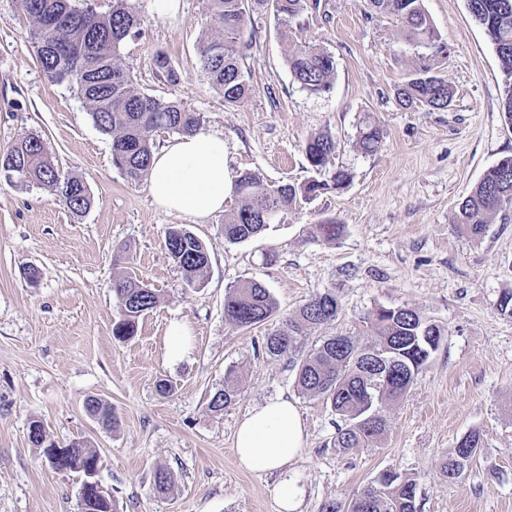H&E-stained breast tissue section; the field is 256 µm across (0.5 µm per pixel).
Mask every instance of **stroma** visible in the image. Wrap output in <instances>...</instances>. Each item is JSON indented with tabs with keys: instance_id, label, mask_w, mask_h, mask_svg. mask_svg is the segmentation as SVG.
<instances>
[{
	"instance_id": "stroma-1",
	"label": "stroma",
	"mask_w": 512,
	"mask_h": 512,
	"mask_svg": "<svg viewBox=\"0 0 512 512\" xmlns=\"http://www.w3.org/2000/svg\"><path fill=\"white\" fill-rule=\"evenodd\" d=\"M135 4L141 22L121 46L122 67L140 92L183 102L200 114L202 133L223 135L228 179L249 171L271 185L302 184L313 176L306 141L326 133L336 142L329 170L350 180L298 200L241 243L224 239L236 194L201 221L160 211L147 181L128 182L113 166L112 138L76 89L40 69L17 0H0V150L40 136L60 172L83 179L92 197L75 214L48 188L0 178V512H78L84 476L49 466L28 439L34 418L59 444L82 437L95 446L114 512H280L278 475L241 469L233 450L238 420L277 398L297 405L308 432L304 455L288 467L300 512L350 501L385 470L416 480L418 512H512V318L497 312L512 288V208L478 239L454 222L464 197L512 155V125L498 57L466 0H423L448 47L441 70L453 98L444 110L398 104L414 50L397 20L366 0H303L285 32L270 9L255 8L240 45L253 92L238 106L225 105L199 63L197 43L215 31L205 0H178L168 16L155 0ZM305 44L333 54L330 93L293 81L288 50ZM161 56L174 78L158 68ZM368 115L382 130L371 153L356 146ZM329 220L344 226L333 240L316 231ZM171 226L208 248L196 284L164 247ZM129 273L160 302L133 339L118 341L112 283ZM249 278L265 283L278 311L243 330L225 320L224 297ZM327 289L342 311L301 338L298 356L337 333L367 342L362 320L382 305L412 307L444 330L408 393L380 407L390 429L370 448L334 447L339 416L298 392L288 359L262 349L267 332ZM173 321L192 338L177 363L166 355ZM230 368L243 381L217 414L209 399ZM162 381L169 394L158 392ZM92 397L114 408L112 428L86 411ZM472 431L481 447L448 479L446 458ZM161 468L171 475L163 494L154 490Z\"/></svg>"
}]
</instances>
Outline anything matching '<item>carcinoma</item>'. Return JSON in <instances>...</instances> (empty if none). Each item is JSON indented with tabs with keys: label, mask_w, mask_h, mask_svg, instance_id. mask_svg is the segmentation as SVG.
I'll return each instance as SVG.
<instances>
[{
	"label": "carcinoma",
	"mask_w": 512,
	"mask_h": 512,
	"mask_svg": "<svg viewBox=\"0 0 512 512\" xmlns=\"http://www.w3.org/2000/svg\"><path fill=\"white\" fill-rule=\"evenodd\" d=\"M219 33L203 39L198 57L211 85L224 97V104L238 106L251 94L244 78L237 44L246 30L248 12L253 5H267L282 24L299 13L302 0H206ZM474 21L491 41L503 74L502 109L512 123V0H467ZM23 14L32 23L36 60L44 74L57 83L73 86L88 106L94 124L112 135V160L130 182L149 176L152 162V135L168 130L181 136L198 133L200 114L181 102L163 101L137 91L129 74L119 64L124 40L138 27L139 17L133 0H113L112 12L99 14L80 7L75 0H18ZM377 13L390 14L401 25L405 39L417 51L416 61L406 81L397 90L404 108H448L452 89L437 71L435 61L447 58V47L423 6V0H368ZM67 45L72 52L55 55L49 48ZM287 64L293 80L310 94L330 91L336 71L335 57L314 46L289 49ZM381 128L366 120L358 144L367 153L377 149ZM335 140L317 134L307 140L305 153L316 177L306 183L269 185L251 172L235 180L240 207L224 217V239L240 243L263 234L269 224L263 215L278 216L300 198H311L334 187L340 189L348 174L335 172L326 180ZM29 172L34 180H18L46 186L58 193L72 212L83 213L91 206V196L83 180L62 174L52 163L44 142L30 135L0 150V169ZM512 204V156H505L492 167L459 204L456 224L472 238L480 237L487 224ZM165 248L171 259L192 285L208 266L205 244L179 227L168 229ZM113 292L121 308L112 335L128 340L137 333L141 316L154 308L158 295L133 275L117 279ZM277 304L265 284L244 280L229 289L224 298V318L239 328L267 322ZM340 302L332 290L313 295L294 316L264 336L263 348L273 358H292L297 340L308 328L337 319ZM371 341L357 342L347 335L324 337L298 364L296 386L304 395L329 404L344 421L336 432L335 446L342 449L374 446L387 430L377 405L403 398L431 355L439 348L442 329L407 306L376 308L365 318ZM238 374L229 369L224 387L212 395L209 408L220 412L237 396ZM87 411L102 425L116 422L112 406L99 399L85 403ZM480 448V435L470 432L458 441L444 465L453 479L464 469L460 461L471 462ZM69 470L88 473L99 454L83 438L68 443ZM84 512H112L108 494L86 489ZM417 483L386 470L371 485L347 503L330 500L321 512H417Z\"/></svg>",
	"instance_id": "obj_1"
}]
</instances>
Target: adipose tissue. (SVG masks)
Returning <instances> with one entry per match:
<instances>
[{
	"instance_id": "1",
	"label": "adipose tissue",
	"mask_w": 512,
	"mask_h": 512,
	"mask_svg": "<svg viewBox=\"0 0 512 512\" xmlns=\"http://www.w3.org/2000/svg\"><path fill=\"white\" fill-rule=\"evenodd\" d=\"M148 183L162 211L199 219L222 211L229 191L223 136L198 133L178 138L154 155ZM307 444L298 407L280 398L244 416L234 452L244 470L280 474L278 504L283 512H296L301 491L289 479L288 467L303 455Z\"/></svg>"
}]
</instances>
